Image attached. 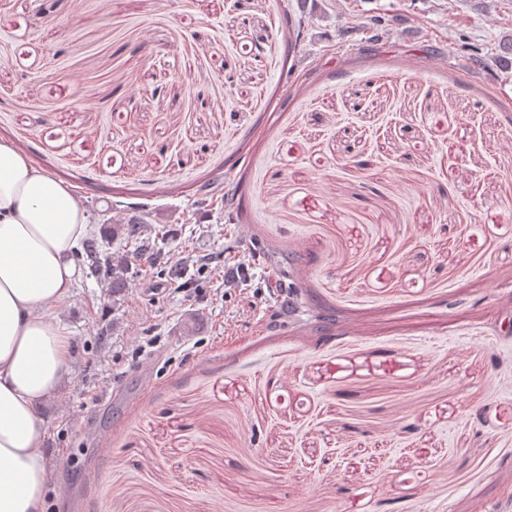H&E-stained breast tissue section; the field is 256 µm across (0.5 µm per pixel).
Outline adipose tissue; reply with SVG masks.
I'll list each match as a JSON object with an SVG mask.
<instances>
[{"instance_id": "obj_1", "label": "adipose tissue", "mask_w": 512, "mask_h": 512, "mask_svg": "<svg viewBox=\"0 0 512 512\" xmlns=\"http://www.w3.org/2000/svg\"><path fill=\"white\" fill-rule=\"evenodd\" d=\"M89 232L71 186L0 139V512H40L44 501L40 409L72 355L69 331L44 311L71 297Z\"/></svg>"}]
</instances>
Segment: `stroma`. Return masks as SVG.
Masks as SVG:
<instances>
[{
  "mask_svg": "<svg viewBox=\"0 0 512 512\" xmlns=\"http://www.w3.org/2000/svg\"><path fill=\"white\" fill-rule=\"evenodd\" d=\"M508 35L512 0H0V139L201 292L131 243L47 309L43 512H512ZM148 221L145 220L143 215H131L124 221L112 220L106 223L104 230L109 233L108 240L105 244L112 246V243L118 242L120 245L123 242L142 240V236L148 231ZM103 242L93 235L83 244V265L87 266L89 275L96 280L107 283L112 288V294L125 288L131 258L124 251L116 249L114 252L103 250Z\"/></svg>",
  "mask_w": 512,
  "mask_h": 512,
  "instance_id": "35a3bbf8",
  "label": "stroma"
}]
</instances>
